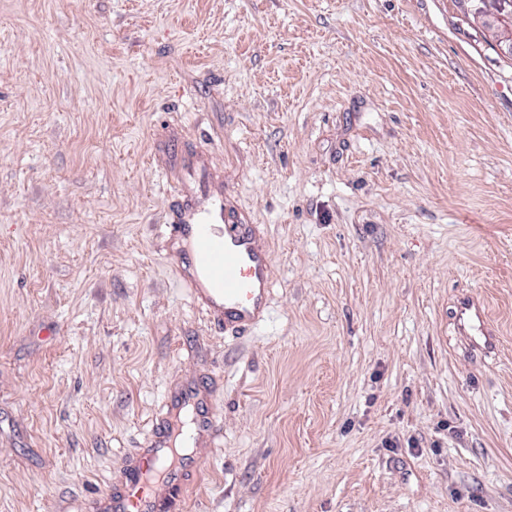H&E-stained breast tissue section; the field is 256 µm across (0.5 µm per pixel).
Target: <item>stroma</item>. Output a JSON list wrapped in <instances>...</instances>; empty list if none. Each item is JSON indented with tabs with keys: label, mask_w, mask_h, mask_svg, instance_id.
Listing matches in <instances>:
<instances>
[{
	"label": "stroma",
	"mask_w": 512,
	"mask_h": 512,
	"mask_svg": "<svg viewBox=\"0 0 512 512\" xmlns=\"http://www.w3.org/2000/svg\"><path fill=\"white\" fill-rule=\"evenodd\" d=\"M188 147L271 255L243 336L170 263ZM201 387L170 512H512V56L464 0H0V512H90ZM186 402L192 404L195 408V434L182 430L179 435L182 436V442H189L192 439L197 444L205 436L209 439H215L219 426L212 410L211 396L202 392H194L190 398H186Z\"/></svg>",
	"instance_id": "1"
}]
</instances>
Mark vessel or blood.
I'll return each instance as SVG.
<instances>
[{
	"mask_svg": "<svg viewBox=\"0 0 512 512\" xmlns=\"http://www.w3.org/2000/svg\"><path fill=\"white\" fill-rule=\"evenodd\" d=\"M182 176L173 186L176 203L166 230L175 244L172 255L178 281L194 304L230 334H241L267 321L272 260L257 225L237 212L222 182L211 172L206 152L180 160ZM194 433L183 441L215 438L219 426L204 393H192ZM173 431H158L148 448L122 471L118 485L99 501L101 512H168L179 485L170 463Z\"/></svg>",
	"mask_w": 512,
	"mask_h": 512,
	"instance_id": "vessel-or-blood-1",
	"label": "vessel or blood"
}]
</instances>
